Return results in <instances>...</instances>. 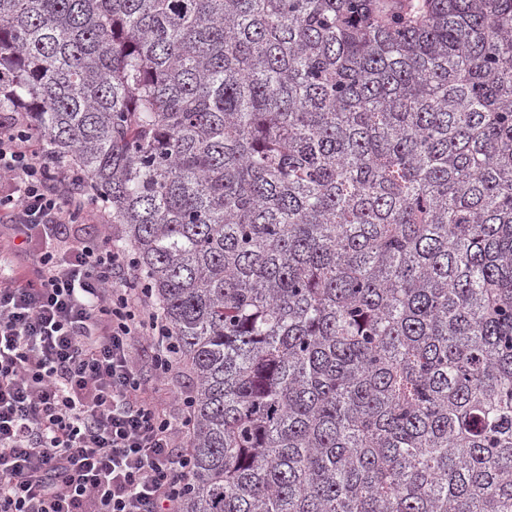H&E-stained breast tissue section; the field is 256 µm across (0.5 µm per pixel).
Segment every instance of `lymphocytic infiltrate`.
<instances>
[{"instance_id": "obj_1", "label": "lymphocytic infiltrate", "mask_w": 512, "mask_h": 512, "mask_svg": "<svg viewBox=\"0 0 512 512\" xmlns=\"http://www.w3.org/2000/svg\"><path fill=\"white\" fill-rule=\"evenodd\" d=\"M51 166L22 113L0 123V512H181L189 478V405L167 417L132 355L155 345L173 369L171 332L129 253L75 225L97 221Z\"/></svg>"}]
</instances>
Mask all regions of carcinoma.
<instances>
[{"label": "carcinoma", "instance_id": "obj_1", "mask_svg": "<svg viewBox=\"0 0 512 512\" xmlns=\"http://www.w3.org/2000/svg\"><path fill=\"white\" fill-rule=\"evenodd\" d=\"M193 379L182 512H512V0H0Z\"/></svg>", "mask_w": 512, "mask_h": 512}]
</instances>
